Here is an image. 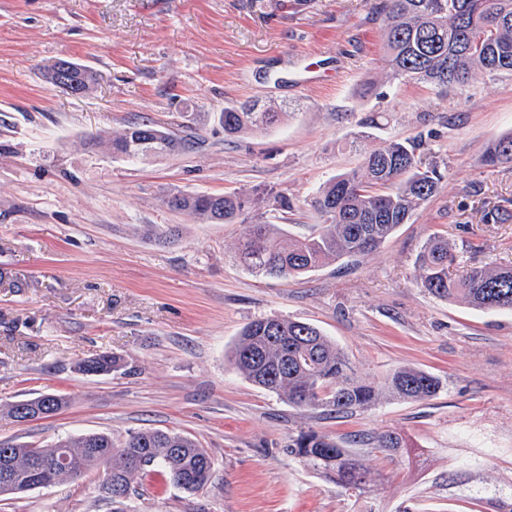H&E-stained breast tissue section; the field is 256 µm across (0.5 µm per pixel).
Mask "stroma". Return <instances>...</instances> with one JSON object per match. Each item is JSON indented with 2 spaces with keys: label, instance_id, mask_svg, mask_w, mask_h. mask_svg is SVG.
Masks as SVG:
<instances>
[{
  "label": "stroma",
  "instance_id": "1",
  "mask_svg": "<svg viewBox=\"0 0 512 512\" xmlns=\"http://www.w3.org/2000/svg\"><path fill=\"white\" fill-rule=\"evenodd\" d=\"M383 0H0V443L160 429L195 438L216 477L190 495L138 476L128 512H472L448 473L512 486V313L438 299L417 284L427 240L447 237L459 277L512 265V162L483 164L512 132V74L467 86L389 83ZM69 60L97 81L73 95L43 66ZM287 113L224 135L225 107ZM193 139L163 159L113 155L131 125ZM418 138L448 169L438 193L377 250L296 278L252 275L238 259L249 224H207L167 208L172 193H243L262 221L304 236L312 201L355 167L352 146ZM287 197L289 209L269 201ZM318 327L359 375L410 365L439 376L423 401H384L342 418L299 410L230 361L263 318ZM121 356L122 370L78 363ZM55 393L66 408L19 421L4 405ZM393 430L410 447L370 458L385 479L356 498L291 454L299 431ZM91 473L0 500V512H112ZM123 359L120 356L102 353L91 359L83 361L79 365V371L90 375H107L112 371H118L124 367Z\"/></svg>",
  "mask_w": 512,
  "mask_h": 512
}]
</instances>
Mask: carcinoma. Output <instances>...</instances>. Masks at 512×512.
I'll list each match as a JSON object with an SVG mask.
<instances>
[{
	"mask_svg": "<svg viewBox=\"0 0 512 512\" xmlns=\"http://www.w3.org/2000/svg\"><path fill=\"white\" fill-rule=\"evenodd\" d=\"M387 24L382 41L388 56V81L439 87L464 86L478 69L512 74V0H385ZM96 74L77 66L63 76L62 89L88 92ZM284 112L257 111L244 103L222 113L224 135L262 130L282 120ZM112 152L129 159L163 156L192 148L189 139L164 133L148 124L135 125L112 137ZM420 144L391 140L364 154L362 164L336 176L314 199L324 217L320 230L293 237L282 228L255 221L239 249L241 263L256 276L288 278L306 274L343 257L367 254L409 221L418 207L439 191L445 171L426 163ZM490 166L512 162V133L492 141L483 155ZM172 209L187 211L204 223L234 224L250 204L243 194H182L167 197ZM455 248L441 236L429 238L420 252L417 281L433 296L462 300L472 308L496 313L512 310V266H473L461 278L448 268ZM231 360L253 385L303 410L344 415L368 410L381 400L422 401L436 396L442 379L414 366L394 368L385 381L359 376L344 351L318 327L288 318L248 323L231 350ZM124 367L123 359L102 353L79 365L90 375H107ZM63 397L44 393L15 402L8 413L18 421L49 418ZM364 447L343 446L315 430L300 432L288 451L308 461L336 485L362 497L374 492L367 455L394 461L406 453L403 436L382 431L361 440ZM112 470L113 512H126L135 478L151 466L163 481L193 495L210 484L216 472L207 450L180 433L145 430L128 433L116 443L107 434L64 437L51 445L0 443V486L16 492L74 482L102 465ZM467 469L448 472V485L466 486L471 504L483 512H512V493H487L470 484Z\"/></svg>",
	"mask_w": 512,
	"mask_h": 512,
	"instance_id": "cac0c4a2",
	"label": "carcinoma"
}]
</instances>
